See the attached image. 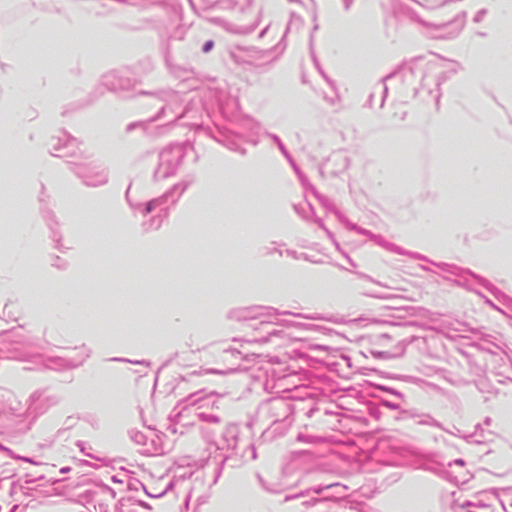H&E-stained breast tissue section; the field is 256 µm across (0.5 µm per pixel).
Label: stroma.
<instances>
[{
	"instance_id": "35a3bbf8",
	"label": "stroma",
	"mask_w": 512,
	"mask_h": 512,
	"mask_svg": "<svg viewBox=\"0 0 512 512\" xmlns=\"http://www.w3.org/2000/svg\"><path fill=\"white\" fill-rule=\"evenodd\" d=\"M488 10L0 0V512H512V193L415 228Z\"/></svg>"
}]
</instances>
